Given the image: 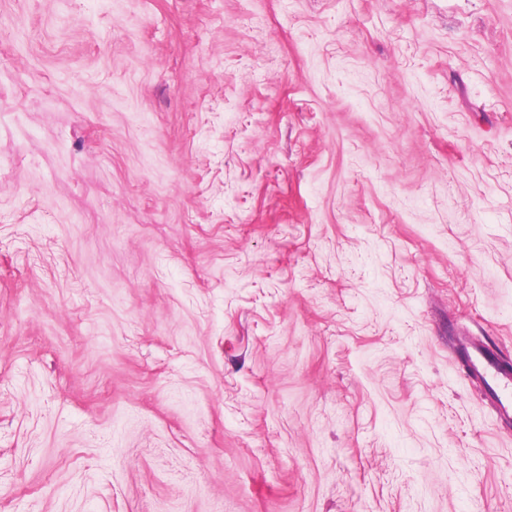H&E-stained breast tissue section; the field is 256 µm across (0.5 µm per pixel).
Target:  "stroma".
<instances>
[{
  "label": "stroma",
  "instance_id": "1",
  "mask_svg": "<svg viewBox=\"0 0 512 512\" xmlns=\"http://www.w3.org/2000/svg\"><path fill=\"white\" fill-rule=\"evenodd\" d=\"M0 27V512H512V0ZM459 352L467 364V377L482 386L500 425L512 427V364L481 340L464 339Z\"/></svg>",
  "mask_w": 512,
  "mask_h": 512
}]
</instances>
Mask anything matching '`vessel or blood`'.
Instances as JSON below:
<instances>
[{
	"label": "vessel or blood",
	"instance_id": "b4317fda",
	"mask_svg": "<svg viewBox=\"0 0 512 512\" xmlns=\"http://www.w3.org/2000/svg\"><path fill=\"white\" fill-rule=\"evenodd\" d=\"M459 352L467 364V376L483 388L501 426L512 427V364L480 340H463Z\"/></svg>",
	"mask_w": 512,
	"mask_h": 512
}]
</instances>
